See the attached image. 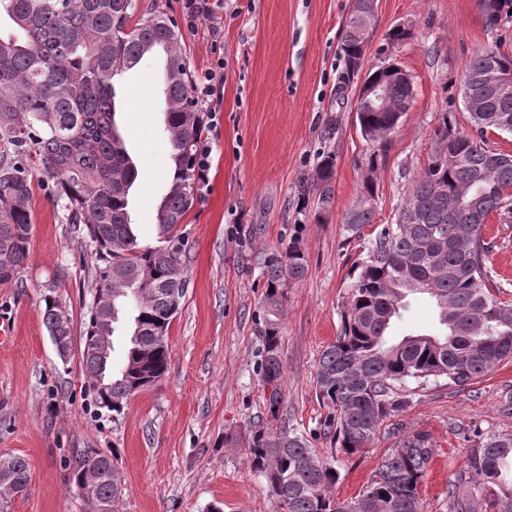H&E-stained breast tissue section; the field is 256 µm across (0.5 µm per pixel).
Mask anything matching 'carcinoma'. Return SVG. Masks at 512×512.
Returning a JSON list of instances; mask_svg holds the SVG:
<instances>
[{"mask_svg": "<svg viewBox=\"0 0 512 512\" xmlns=\"http://www.w3.org/2000/svg\"><path fill=\"white\" fill-rule=\"evenodd\" d=\"M512 0H480L495 25ZM16 31L0 33V283L13 279L29 255L33 172L51 185L54 202L69 224L86 232L95 246L92 302L80 336L85 378L101 370L108 386L92 387L98 407L120 412L167 372L168 333L183 299V239L177 229L193 207L199 181L197 150L204 131L190 71L178 34L163 14L132 21L133 0H0ZM368 33L364 16L350 11L341 31L345 68L336 98L345 99L359 78L357 57ZM168 63L163 86L165 126L172 149L167 192L157 207L167 245L143 249L132 231L129 193L138 178L115 122L114 80L155 49ZM512 71V55L485 46L470 57L461 96L480 107L469 113L474 132H464L441 114L427 165L413 180L397 212L419 213L415 224H379L369 233L364 257L355 264L336 341L321 353L314 379L317 399L327 408L320 422L331 448L324 453L302 432L283 426L252 432L251 467L266 477L282 512H423L420 485L434 456L427 433L412 430L384 455L376 474L345 501L336 498L340 478L336 451H365L382 422L409 403L400 387L409 380L445 379L466 388L512 361V302L500 297L488 267L492 242L487 217L512 218V154L485 146L488 131L512 133V85L488 77L491 67ZM385 79L396 111L356 108L363 137L383 141L409 109L413 87L382 68L364 80ZM336 156L322 155L313 186L318 212L329 211ZM373 186L344 217L356 238L372 226ZM307 259L297 243L266 265L267 300L277 310L280 288L300 279ZM432 302L438 328L430 334L392 336L410 301ZM128 315L132 334L119 369H109L90 345L107 322ZM43 322L53 344L72 351L71 319L59 304L45 302ZM258 376L271 389V416L282 403L285 366L280 326L264 318L260 327ZM90 479L83 496L86 512H115L122 483L111 456L97 448L76 453L67 480ZM31 479L21 455L0 458V490L18 493ZM450 512H512V436H492L469 449L448 490Z\"/></svg>", "mask_w": 512, "mask_h": 512, "instance_id": "1", "label": "carcinoma"}]
</instances>
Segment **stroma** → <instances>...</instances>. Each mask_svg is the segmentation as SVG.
<instances>
[{
    "instance_id": "35a3bbf8",
    "label": "stroma",
    "mask_w": 512,
    "mask_h": 512,
    "mask_svg": "<svg viewBox=\"0 0 512 512\" xmlns=\"http://www.w3.org/2000/svg\"><path fill=\"white\" fill-rule=\"evenodd\" d=\"M135 14L164 13L176 25L192 75L214 56L203 24L188 26L182 0H135ZM352 0H224V90L219 123L204 131L208 183L178 228L188 285L169 329L165 377L133 397L121 413L99 409L78 357L62 363L43 324L45 299L59 302L81 335L91 298L93 243L65 220L43 183H35L29 258L0 285V321L13 338L0 348V456L21 455L31 481L0 499V512H85L67 482L80 448L114 454L123 492L119 512H277L265 477L245 445L252 431L281 424L327 448L325 414L314 377L323 349L341 327L351 266L364 244L343 219L372 177L378 224L392 222L427 162L443 111L468 128L460 80L472 53L499 45L512 54V14L489 25L479 0H377L363 70L398 63L414 95L386 146L364 139L356 92L337 103L344 70L340 31ZM408 31L394 43L391 31ZM162 66L147 56L116 84L119 132L139 176L129 211L139 246L158 247L157 206L171 174L165 132ZM336 155L333 200L316 215L303 187L323 153ZM375 170H368L370 155ZM489 268L512 299V223L492 221ZM298 243L307 271L283 288L280 352L283 400L270 415L257 375V332L267 311V261ZM407 408L387 418L366 451L336 456L337 498L355 497L406 431L427 433L435 449L421 486L425 512H449L448 489L469 448L512 435V362L466 389L441 379L408 382Z\"/></svg>"
}]
</instances>
